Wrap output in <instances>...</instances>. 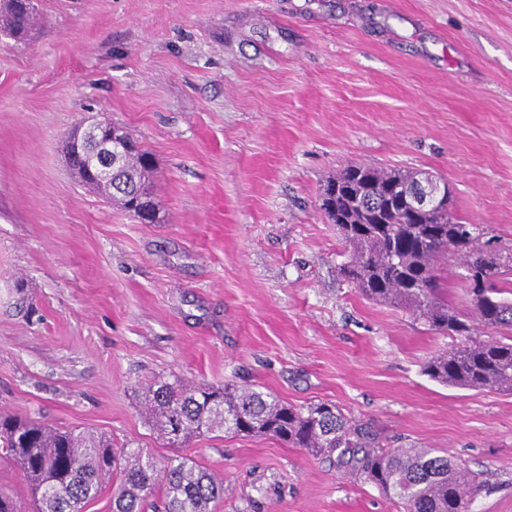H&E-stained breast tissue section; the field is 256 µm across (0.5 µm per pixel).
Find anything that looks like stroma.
<instances>
[{"label": "stroma", "instance_id": "obj_1", "mask_svg": "<svg viewBox=\"0 0 512 512\" xmlns=\"http://www.w3.org/2000/svg\"><path fill=\"white\" fill-rule=\"evenodd\" d=\"M0 35V408L179 454L216 512H396L270 438L176 448L140 391L164 378L335 403L390 447L448 450L512 512V393L430 380L450 345L341 273L320 210L344 165L428 171L512 242V0H35ZM93 119L158 167L157 223L82 186L63 145Z\"/></svg>", "mask_w": 512, "mask_h": 512}]
</instances>
